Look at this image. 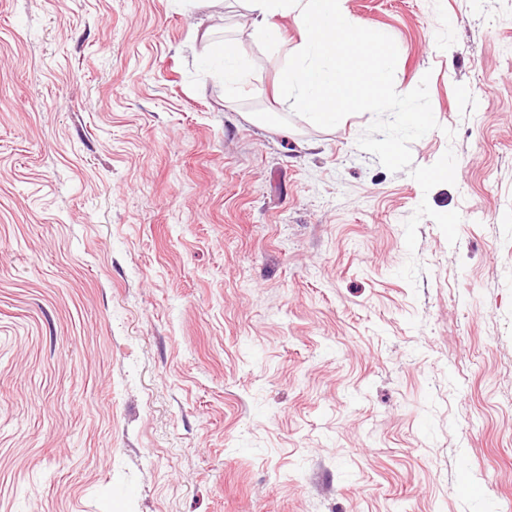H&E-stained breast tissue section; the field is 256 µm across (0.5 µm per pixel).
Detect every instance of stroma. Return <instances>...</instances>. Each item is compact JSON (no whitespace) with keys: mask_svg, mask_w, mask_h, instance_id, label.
<instances>
[{"mask_svg":"<svg viewBox=\"0 0 512 512\" xmlns=\"http://www.w3.org/2000/svg\"><path fill=\"white\" fill-rule=\"evenodd\" d=\"M345 6L455 184L284 106L247 0H0V512H512V0ZM208 62L215 67V72L224 82L229 96L241 88L246 78V66L236 47L224 41L212 45Z\"/></svg>","mask_w":512,"mask_h":512,"instance_id":"35a3bbf8","label":"stroma"}]
</instances>
